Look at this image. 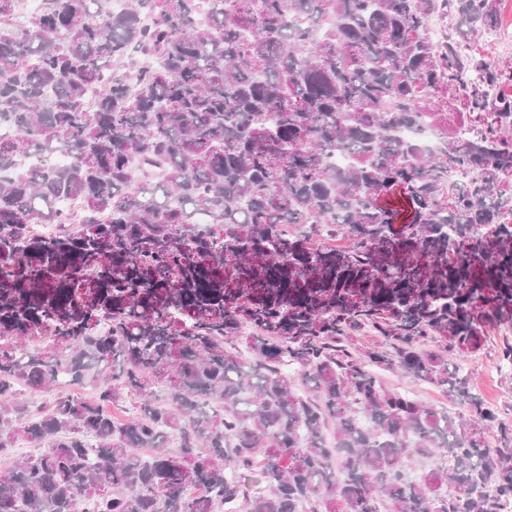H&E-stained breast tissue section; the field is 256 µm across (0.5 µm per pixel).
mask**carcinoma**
Here are the masks:
<instances>
[{"instance_id": "1", "label": "carcinoma", "mask_w": 512, "mask_h": 512, "mask_svg": "<svg viewBox=\"0 0 512 512\" xmlns=\"http://www.w3.org/2000/svg\"><path fill=\"white\" fill-rule=\"evenodd\" d=\"M208 2L0 0V512H504L512 428L422 349L512 324L498 0ZM382 374L383 381L387 386H405L425 403L446 407L448 411L455 416L459 414L467 416L466 408L463 405L451 400L450 397H447L438 388L430 384L413 382L410 379H402L398 374L390 371H384Z\"/></svg>"}]
</instances>
